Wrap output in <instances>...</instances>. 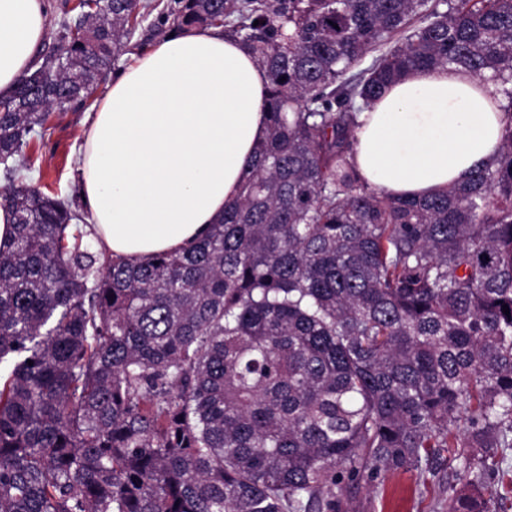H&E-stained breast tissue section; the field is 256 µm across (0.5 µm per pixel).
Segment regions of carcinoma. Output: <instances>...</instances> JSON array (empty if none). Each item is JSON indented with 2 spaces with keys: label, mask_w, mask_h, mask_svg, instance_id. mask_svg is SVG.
Here are the masks:
<instances>
[{
  "label": "carcinoma",
  "mask_w": 512,
  "mask_h": 512,
  "mask_svg": "<svg viewBox=\"0 0 512 512\" xmlns=\"http://www.w3.org/2000/svg\"><path fill=\"white\" fill-rule=\"evenodd\" d=\"M156 8L79 0L0 98V512H344L360 480L432 474L447 449L470 485L493 479L512 448V124L424 198L371 188L352 155L357 113L418 68L465 69L512 113V0H173L177 28L223 27L267 69L268 133L221 221L140 263L16 177ZM507 500L454 490L448 512Z\"/></svg>",
  "instance_id": "cac0c4a2"
}]
</instances>
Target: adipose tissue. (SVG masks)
I'll return each instance as SVG.
<instances>
[{
	"mask_svg": "<svg viewBox=\"0 0 512 512\" xmlns=\"http://www.w3.org/2000/svg\"><path fill=\"white\" fill-rule=\"evenodd\" d=\"M45 0H0V97L34 66ZM267 71L220 27L176 31L115 78L83 138L82 202L100 248L150 261L224 216L265 139ZM494 85L457 67L418 69L358 115L354 165L367 184L425 197L498 150L511 118Z\"/></svg>",
	"mask_w": 512,
	"mask_h": 512,
	"instance_id": "obj_1",
	"label": "adipose tissue"
}]
</instances>
